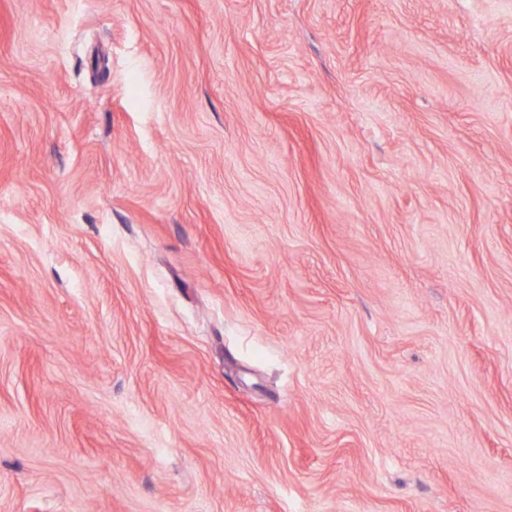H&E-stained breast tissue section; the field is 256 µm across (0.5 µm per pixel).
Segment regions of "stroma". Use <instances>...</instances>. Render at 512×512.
<instances>
[{
    "label": "stroma",
    "mask_w": 512,
    "mask_h": 512,
    "mask_svg": "<svg viewBox=\"0 0 512 512\" xmlns=\"http://www.w3.org/2000/svg\"><path fill=\"white\" fill-rule=\"evenodd\" d=\"M0 512H512V0H0Z\"/></svg>",
    "instance_id": "35a3bbf8"
}]
</instances>
